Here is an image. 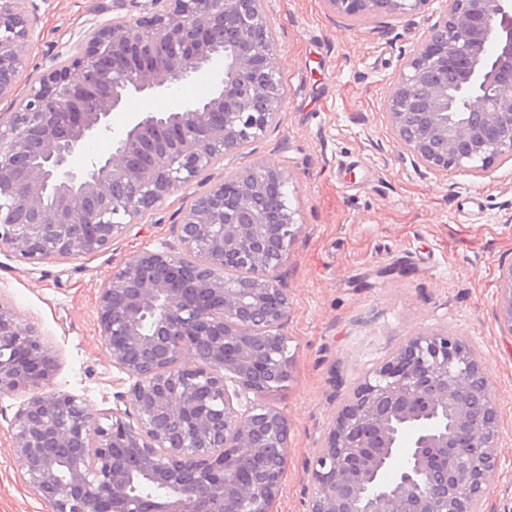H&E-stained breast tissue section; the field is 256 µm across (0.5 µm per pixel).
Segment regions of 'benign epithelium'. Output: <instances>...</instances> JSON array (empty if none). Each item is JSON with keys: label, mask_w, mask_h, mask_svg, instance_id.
Here are the masks:
<instances>
[{"label": "benign epithelium", "mask_w": 512, "mask_h": 512, "mask_svg": "<svg viewBox=\"0 0 512 512\" xmlns=\"http://www.w3.org/2000/svg\"><path fill=\"white\" fill-rule=\"evenodd\" d=\"M31 2L0 0V100L25 69ZM150 2L91 26L0 114L1 250L31 261L99 252L277 122L285 91L264 0ZM323 2L364 18L426 0ZM216 61L206 100L141 112L112 156L72 167L129 97ZM386 118L428 171L512 162V0H448L393 82ZM283 185L264 165L214 183L175 225L180 252L140 250L101 288L100 337L129 382L105 425L75 396L44 391L53 358L0 303V396L29 392L13 449L51 512H272L290 428L266 397L293 374L280 270L297 227L270 208ZM496 315L512 336V264L500 268ZM186 352L197 366H181ZM499 439L494 382L467 339L409 336L337 410L309 464L310 512H480ZM136 477L167 492L135 498Z\"/></svg>", "instance_id": "7a95c632"}]
</instances>
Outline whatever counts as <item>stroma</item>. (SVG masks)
Instances as JSON below:
<instances>
[{"label":"stroma","instance_id":"35a3bbf8","mask_svg":"<svg viewBox=\"0 0 512 512\" xmlns=\"http://www.w3.org/2000/svg\"><path fill=\"white\" fill-rule=\"evenodd\" d=\"M36 2L40 21L18 46L26 61L20 97L58 51L77 44L92 22L110 19L115 4ZM445 2L362 21L328 15L321 0H265L285 88L276 126L245 154L179 187L96 254L32 263L0 251V303L34 325L50 350L48 391L74 395L105 419L125 384L99 335L103 285L133 252L176 244L180 211L214 182L257 164L276 167L298 230L281 269L293 376L268 397L292 428L273 512H308V463L339 407L406 337L430 330L466 337L494 381L501 435L482 512L512 507V336L496 319L499 268L512 263V163L479 175L416 169L395 146L383 114L394 79ZM222 68L218 62L166 93L135 96L73 166L111 156L113 136L134 112H170L196 101ZM27 397L0 396V512H49L20 477L13 452L11 420Z\"/></svg>","mask_w":512,"mask_h":512}]
</instances>
